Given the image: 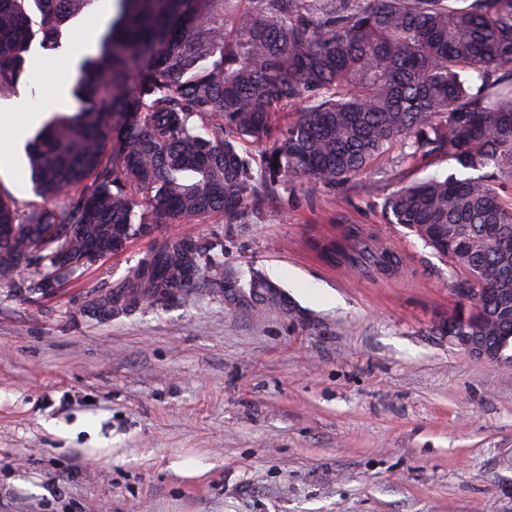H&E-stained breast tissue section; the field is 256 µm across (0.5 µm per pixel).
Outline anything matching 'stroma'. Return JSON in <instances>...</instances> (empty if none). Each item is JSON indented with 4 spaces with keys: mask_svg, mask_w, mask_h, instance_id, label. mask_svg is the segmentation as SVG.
<instances>
[{
    "mask_svg": "<svg viewBox=\"0 0 512 512\" xmlns=\"http://www.w3.org/2000/svg\"><path fill=\"white\" fill-rule=\"evenodd\" d=\"M391 149L336 187L292 183L234 224H169L53 288L0 279V512H512V367L436 332L448 268L385 223V195L453 172ZM350 226L395 278L323 263ZM214 244L291 306L261 313L202 280L101 316L165 240ZM32 490L22 489V482Z\"/></svg>",
    "mask_w": 512,
    "mask_h": 512,
    "instance_id": "35a3bbf8",
    "label": "stroma"
}]
</instances>
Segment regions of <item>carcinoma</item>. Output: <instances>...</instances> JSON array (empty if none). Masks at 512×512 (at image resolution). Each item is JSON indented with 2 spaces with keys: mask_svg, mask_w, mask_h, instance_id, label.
Instances as JSON below:
<instances>
[{
  "mask_svg": "<svg viewBox=\"0 0 512 512\" xmlns=\"http://www.w3.org/2000/svg\"><path fill=\"white\" fill-rule=\"evenodd\" d=\"M95 0H0V96L13 95L36 36L63 48L62 26ZM96 54L72 94L77 112L47 123L27 147L35 193L20 209L0 196V277L38 263L33 292L124 251L161 224L214 213L237 222L260 191L294 180L334 186L389 149L443 156L460 172L407 183L383 200L448 266L473 300L476 343L512 366V0H114ZM284 126L275 116L292 106ZM63 203L56 200L73 190ZM143 220L131 223L136 205ZM333 266L392 275L395 249L356 226L322 250ZM211 274L226 301L253 308L280 286L245 278L189 238L143 258L112 293L125 307Z\"/></svg>",
  "mask_w": 512,
  "mask_h": 512,
  "instance_id": "carcinoma-1",
  "label": "carcinoma"
}]
</instances>
